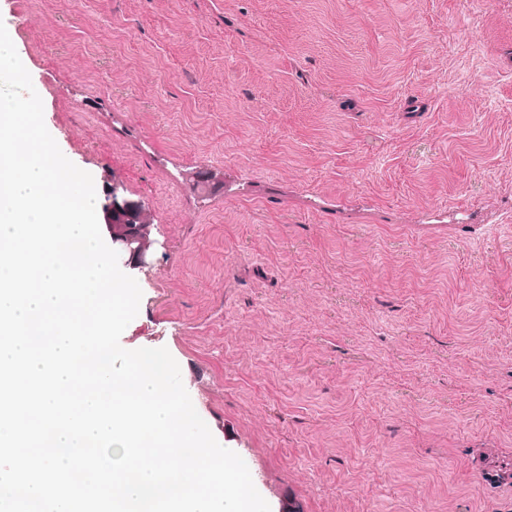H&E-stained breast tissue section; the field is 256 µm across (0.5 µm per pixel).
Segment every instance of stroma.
<instances>
[{
	"mask_svg": "<svg viewBox=\"0 0 512 512\" xmlns=\"http://www.w3.org/2000/svg\"><path fill=\"white\" fill-rule=\"evenodd\" d=\"M151 222L167 348L271 512H512V0H0Z\"/></svg>",
	"mask_w": 512,
	"mask_h": 512,
	"instance_id": "1",
	"label": "stroma"
}]
</instances>
